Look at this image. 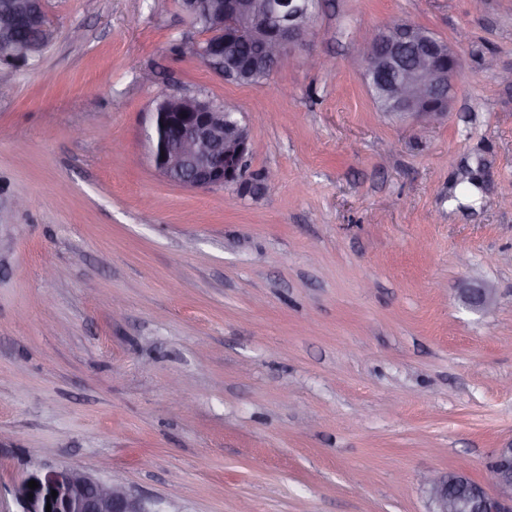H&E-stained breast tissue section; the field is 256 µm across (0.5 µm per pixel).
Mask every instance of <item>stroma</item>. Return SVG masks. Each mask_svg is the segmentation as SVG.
Wrapping results in <instances>:
<instances>
[{
	"mask_svg": "<svg viewBox=\"0 0 512 512\" xmlns=\"http://www.w3.org/2000/svg\"><path fill=\"white\" fill-rule=\"evenodd\" d=\"M47 9L0 85V512L75 459L167 512H428L429 472L483 480L512 444V0H321L251 85L173 53L176 0ZM395 20L459 57L446 114L375 102L357 43ZM182 94L238 109L246 187L153 169ZM463 298L472 307L488 310L494 302V288L486 285L467 286L463 288Z\"/></svg>",
	"mask_w": 512,
	"mask_h": 512,
	"instance_id": "obj_1",
	"label": "stroma"
}]
</instances>
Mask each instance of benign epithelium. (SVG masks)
I'll use <instances>...</instances> for the list:
<instances>
[{"mask_svg":"<svg viewBox=\"0 0 512 512\" xmlns=\"http://www.w3.org/2000/svg\"><path fill=\"white\" fill-rule=\"evenodd\" d=\"M186 16L204 15L214 20L206 37L181 39L183 54L202 60L218 74L224 63L215 55L224 48L226 29L244 27L256 37L253 65L272 70L287 52L304 45L315 25L310 6L300 0H179ZM29 31L19 44L22 58L39 53L53 38L46 0H0V42H17L20 31ZM364 72L386 75L385 91L400 107L419 110L430 117L446 110L462 69L453 49H448V74L439 64L437 41L416 38L409 26L387 25L367 32L359 44ZM146 138L154 169L170 182L197 190L238 185L246 175V162L255 151L249 129L240 120L228 119L224 103L198 95L166 96L156 101ZM464 301L482 310L494 302V289L480 285L463 288ZM37 488L28 487L29 481ZM486 487L469 501L449 495L453 480L437 473L427 480L430 512H512V447L499 448L490 463ZM57 491L52 496L51 491ZM18 512H46L52 497L63 504L56 512H166L162 502L135 496L117 484L93 477L78 464H68L27 474L14 489Z\"/></svg>","mask_w":512,"mask_h":512,"instance_id":"1","label":"benign epithelium"}]
</instances>
